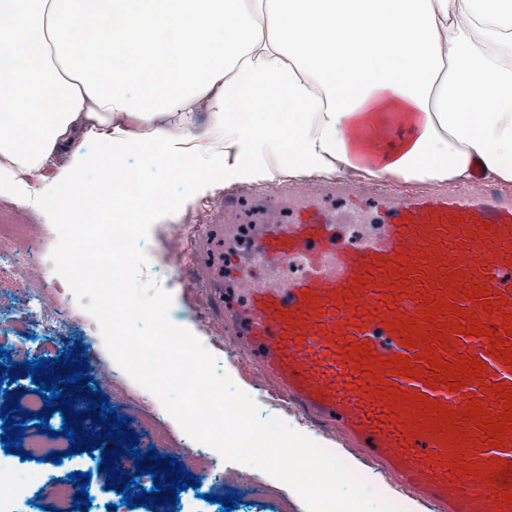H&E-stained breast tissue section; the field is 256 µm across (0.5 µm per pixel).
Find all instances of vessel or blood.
<instances>
[{
    "instance_id": "1",
    "label": "vessel or blood",
    "mask_w": 512,
    "mask_h": 512,
    "mask_svg": "<svg viewBox=\"0 0 512 512\" xmlns=\"http://www.w3.org/2000/svg\"><path fill=\"white\" fill-rule=\"evenodd\" d=\"M225 207L235 223L253 226L252 245L236 254L233 271L224 269V238L233 226L202 225L195 239L196 276L210 312L257 367L269 391L337 441L358 460L377 466L435 512H512L502 501L507 480L484 481L493 463L512 464V431L502 449L426 430L434 413L399 430L408 396L424 394L461 410L482 401L484 389L503 383L512 389V367L491 355L490 331L507 334L502 313L512 312V196L494 191L414 192L380 189L365 195L337 185L320 193L295 190L274 210L242 207L230 197ZM485 287L487 299H469L471 282ZM397 285L395 303L382 290ZM437 292L448 303L437 320L456 321L461 308L479 315L484 335L466 334L446 348L443 361L461 356L482 359L484 376L466 379L451 391L427 378L397 379V408L366 390V374L345 367L342 351L364 341L383 357L403 356L413 368L429 369L428 357L402 347L394 326L398 316L415 319L430 331L423 293ZM492 317H483L485 307ZM461 456L470 471L453 473Z\"/></svg>"
}]
</instances>
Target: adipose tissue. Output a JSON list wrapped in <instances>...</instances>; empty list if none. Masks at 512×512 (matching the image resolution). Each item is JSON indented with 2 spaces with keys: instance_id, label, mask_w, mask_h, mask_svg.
<instances>
[{
  "instance_id": "1",
  "label": "adipose tissue",
  "mask_w": 512,
  "mask_h": 512,
  "mask_svg": "<svg viewBox=\"0 0 512 512\" xmlns=\"http://www.w3.org/2000/svg\"><path fill=\"white\" fill-rule=\"evenodd\" d=\"M129 152L192 157L198 190L217 165L511 186L512 0H0V195L55 168L79 224L84 172Z\"/></svg>"
}]
</instances>
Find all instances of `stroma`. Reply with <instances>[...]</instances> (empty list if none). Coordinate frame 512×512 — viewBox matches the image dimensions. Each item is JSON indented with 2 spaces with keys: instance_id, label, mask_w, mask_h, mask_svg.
Listing matches in <instances>:
<instances>
[{
  "instance_id": "stroma-1",
  "label": "stroma",
  "mask_w": 512,
  "mask_h": 512,
  "mask_svg": "<svg viewBox=\"0 0 512 512\" xmlns=\"http://www.w3.org/2000/svg\"><path fill=\"white\" fill-rule=\"evenodd\" d=\"M208 190L195 194L189 204L183 205L176 213L169 215L152 228L149 237L141 246L148 255L155 280L167 290L173 302L169 310L170 321L178 326H189L193 334L203 343L216 359L219 372L227 374L238 388L251 392L261 418L277 416L288 426L303 434L319 446L337 457H344L345 452L335 439L324 436L300 419L290 407L282 405L275 396L270 395L265 387L256 383L253 366L245 351L232 345L224 334V327L207 312L202 301L201 291L193 280V257L181 256V265L170 268L168 253L175 240L190 244L198 225L211 224L224 212V197L233 193L243 201L268 190V183H225L223 170H215L210 176ZM0 224H27L37 237L44 253H51L57 242V233L47 215L37 206L23 201L0 197ZM32 279L40 282L55 299L70 308L77 317L78 324L72 327L64 338L65 346H80L82 356L86 359L106 357L100 328L95 320L85 312L72 296L65 279L59 275L54 265L35 266L29 271ZM214 466L212 474L201 477L198 491L199 498H184L174 506H159L154 512H220L217 503L205 501L208 493L225 495L238 488L239 464L225 462L218 453H211Z\"/></svg>"
}]
</instances>
